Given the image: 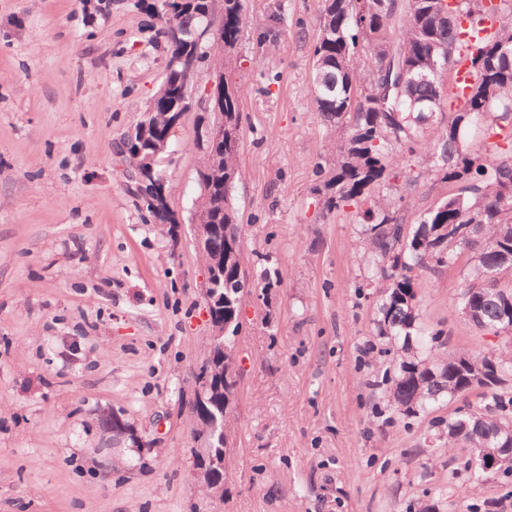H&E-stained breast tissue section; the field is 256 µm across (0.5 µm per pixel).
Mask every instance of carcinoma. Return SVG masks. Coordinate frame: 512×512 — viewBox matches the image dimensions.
Here are the masks:
<instances>
[{"label": "carcinoma", "mask_w": 512, "mask_h": 512, "mask_svg": "<svg viewBox=\"0 0 512 512\" xmlns=\"http://www.w3.org/2000/svg\"><path fill=\"white\" fill-rule=\"evenodd\" d=\"M149 6L160 21L167 43L163 82L169 98L157 111L169 112L180 100V57L229 64L245 38V0H224V43L203 36L217 17L212 0H158ZM317 26L331 31L312 46L313 78L309 95L325 126L336 130V161L330 171L316 163L319 183L314 191L322 211L346 206L365 207L358 244L368 257V281L385 280L380 291L375 326L388 339L395 355L389 398L400 414L425 410L453 401L479 387L484 363L492 359L506 381L512 379V352L473 354L438 351L425 355L427 342L419 325L418 273L435 271L457 262L462 247L470 252L469 274L457 304L471 306V323L493 332L506 331L502 304L512 298V160L499 158L500 141L512 145V125L489 122L512 116V0L486 5L483 0H317ZM492 20L493 32L477 43L470 56L475 81L462 104L442 116L445 78L459 54L458 26L465 20L477 28ZM392 47L409 71L406 81L379 103L371 91ZM509 53L502 52V49ZM241 84L224 79V191H232L242 177L238 162L243 141ZM482 131L486 147L480 154L468 150L467 130ZM422 160L442 182L458 183L457 193L425 212L412 226L403 222L402 201L385 208L369 206L374 189L403 175L409 163ZM217 231L213 244L224 251V304H215L212 316L224 321V347L236 343L242 288L236 210L224 209V218L208 214ZM222 359L216 352L201 366L193 409L199 419L216 414L229 426V400L234 388L220 379ZM486 403L448 419V447L462 444L481 448L506 424L500 413L512 409V390L500 387L480 392Z\"/></svg>", "instance_id": "obj_1"}]
</instances>
